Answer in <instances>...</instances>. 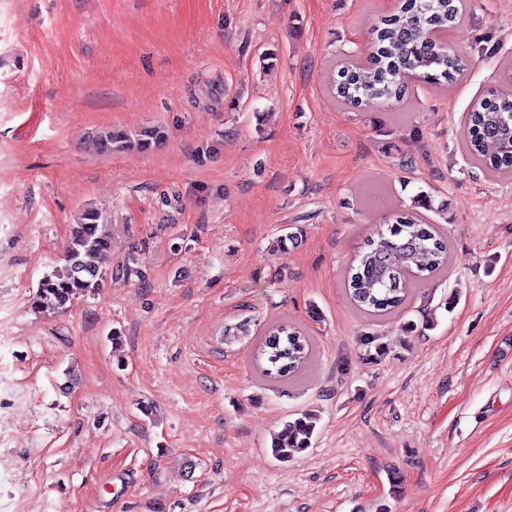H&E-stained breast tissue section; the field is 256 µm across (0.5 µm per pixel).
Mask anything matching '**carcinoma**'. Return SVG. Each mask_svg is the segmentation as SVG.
<instances>
[{"mask_svg": "<svg viewBox=\"0 0 512 512\" xmlns=\"http://www.w3.org/2000/svg\"><path fill=\"white\" fill-rule=\"evenodd\" d=\"M467 0H404L401 8L381 18L374 28L376 53L367 65L347 62L340 68L336 95L345 104L357 106L367 99L399 100L404 95L407 74L420 72L428 81L454 83L467 63L456 52L426 41L430 30L459 27L466 16ZM470 159L483 167L491 179L512 173V83L493 88L468 113ZM167 138L162 126L135 131L100 133L95 149L106 155H138L151 151ZM112 250V238L102 212L83 209L63 249V267L46 275L31 298V308L41 313L69 309L74 301L102 288L108 279L127 282L141 277L137 251L110 271H103L94 258ZM448 240L433 224H426L411 210L393 216L392 223L367 240L356 265L350 267L344 288L350 302L364 314L382 318L404 302L403 281L413 277L425 282L448 266ZM271 368L265 373L291 380L298 377L312 357V345L300 328L282 322L267 331L262 342ZM319 422L310 411L284 423L272 440V453L282 462L310 446Z\"/></svg>", "mask_w": 512, "mask_h": 512, "instance_id": "cac0c4a2", "label": "carcinoma"}]
</instances>
